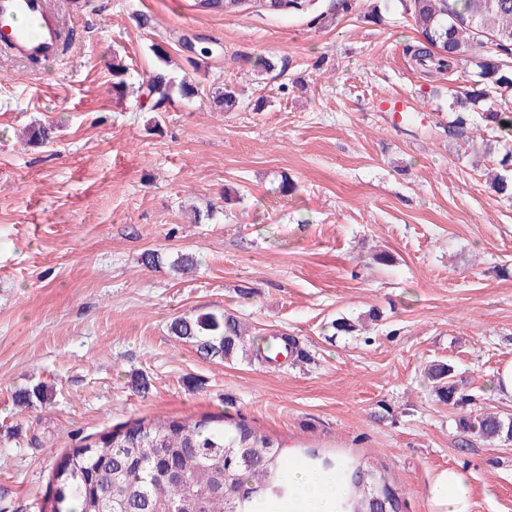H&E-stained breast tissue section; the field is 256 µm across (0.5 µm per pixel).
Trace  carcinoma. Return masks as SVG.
<instances>
[{
    "mask_svg": "<svg viewBox=\"0 0 512 512\" xmlns=\"http://www.w3.org/2000/svg\"><path fill=\"white\" fill-rule=\"evenodd\" d=\"M419 41L406 50L428 77L452 72L463 61L475 66L472 84L448 93V137L469 139L482 120L512 128V0H410ZM486 33L494 49L477 51V35ZM148 94L160 107L171 82L158 72L149 76ZM500 105L481 110L490 93ZM171 332L206 357L229 360L248 352L260 363L301 354L297 340L251 337L238 316L226 311L182 316ZM436 400L459 408L470 401L454 380L452 366L436 361L425 369ZM459 427L482 439H512V418L496 413L460 419ZM312 470L337 472L344 485L338 512H403L400 489L376 468L355 458L333 460L306 453ZM293 490L288 459L279 443L242 420L202 415L197 419L144 418L88 435L52 468L46 491L47 512H255L288 498Z\"/></svg>",
    "mask_w": 512,
    "mask_h": 512,
    "instance_id": "carcinoma-1",
    "label": "carcinoma"
}]
</instances>
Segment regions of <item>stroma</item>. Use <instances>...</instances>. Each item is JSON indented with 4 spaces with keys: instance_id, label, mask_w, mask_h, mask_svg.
<instances>
[{
    "instance_id": "1",
    "label": "stroma",
    "mask_w": 512,
    "mask_h": 512,
    "mask_svg": "<svg viewBox=\"0 0 512 512\" xmlns=\"http://www.w3.org/2000/svg\"><path fill=\"white\" fill-rule=\"evenodd\" d=\"M349 3L57 0L75 48L40 66L0 54V512H41L81 437L204 414L247 420L294 464L311 448L362 459L406 512H433L429 487L451 468L473 512H512V441L459 429L465 412L512 417L489 393L512 361V201L489 185L512 138L482 124L449 139L448 92L470 65L423 76L404 0ZM187 37L212 55L189 56ZM261 55L276 64L263 75ZM158 70L176 89L154 110ZM223 85L234 110L213 102ZM396 95L398 119L379 109ZM34 125L47 144L27 145ZM183 254L192 272L176 270ZM221 310L296 337L306 358H207L169 330ZM341 316L362 329L335 333ZM433 361L452 365L465 409L431 396ZM38 385L50 404L16 401Z\"/></svg>"
}]
</instances>
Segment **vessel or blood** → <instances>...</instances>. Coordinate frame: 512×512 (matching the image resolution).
I'll use <instances>...</instances> for the list:
<instances>
[{"instance_id": "vessel-or-blood-1", "label": "vessel or blood", "mask_w": 512, "mask_h": 512, "mask_svg": "<svg viewBox=\"0 0 512 512\" xmlns=\"http://www.w3.org/2000/svg\"><path fill=\"white\" fill-rule=\"evenodd\" d=\"M69 29L54 0H0V45L13 59H56Z\"/></svg>"}]
</instances>
